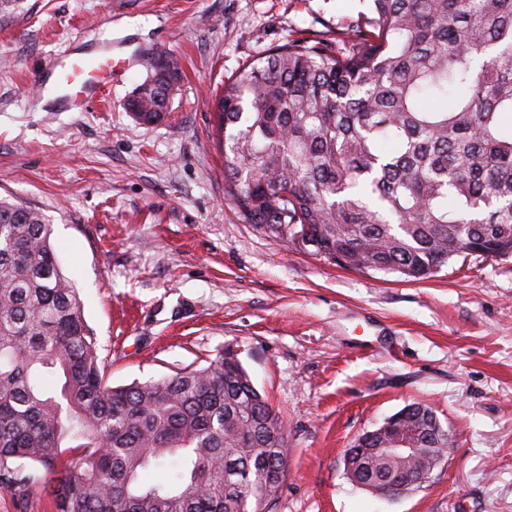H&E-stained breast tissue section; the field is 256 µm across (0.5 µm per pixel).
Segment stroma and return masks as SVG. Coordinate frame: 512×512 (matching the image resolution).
<instances>
[{
	"label": "stroma",
	"mask_w": 512,
	"mask_h": 512,
	"mask_svg": "<svg viewBox=\"0 0 512 512\" xmlns=\"http://www.w3.org/2000/svg\"><path fill=\"white\" fill-rule=\"evenodd\" d=\"M370 0H25L0 16V197L42 211L112 386L237 354L288 434L274 512H512V255H459L424 281L289 249L224 197L215 107L247 61L335 38ZM110 40L123 82L52 112L35 80L69 43ZM182 79L160 125L125 109L148 72ZM453 446L418 491L355 487L354 438L406 405Z\"/></svg>",
	"instance_id": "obj_1"
}]
</instances>
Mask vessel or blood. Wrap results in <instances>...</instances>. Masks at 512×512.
Returning <instances> with one entry per match:
<instances>
[{"label": "vessel or blood", "instance_id": "b4317fda", "mask_svg": "<svg viewBox=\"0 0 512 512\" xmlns=\"http://www.w3.org/2000/svg\"><path fill=\"white\" fill-rule=\"evenodd\" d=\"M126 70L125 60H114L112 44L100 42L96 49L71 45L40 73V91L51 92L54 106L64 112H81L93 101L110 95Z\"/></svg>", "mask_w": 512, "mask_h": 512}]
</instances>
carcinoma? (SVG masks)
<instances>
[{"label": "carcinoma", "instance_id": "1", "mask_svg": "<svg viewBox=\"0 0 512 512\" xmlns=\"http://www.w3.org/2000/svg\"><path fill=\"white\" fill-rule=\"evenodd\" d=\"M371 2L336 40L290 39L224 86L225 197L348 269L416 281L456 255H512V0ZM148 70L127 110L154 123L179 67L158 54ZM52 235L0 198V490L24 498L41 469L57 512H273L287 430L237 355L109 385ZM405 410L355 439L351 483L402 479L448 445L430 407ZM403 443L419 452L378 453Z\"/></svg>", "mask_w": 512, "mask_h": 512}]
</instances>
